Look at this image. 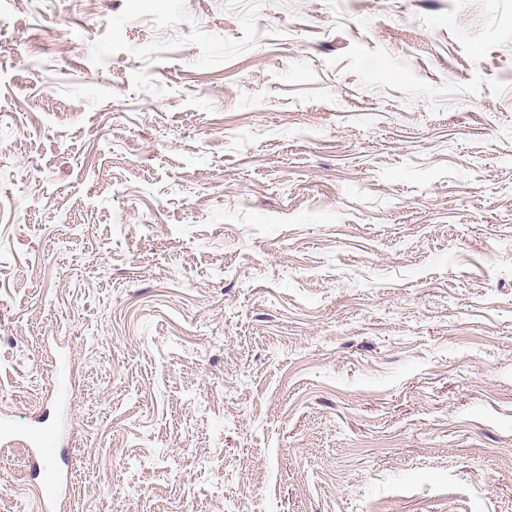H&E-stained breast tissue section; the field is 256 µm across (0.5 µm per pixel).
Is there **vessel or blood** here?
I'll return each instance as SVG.
<instances>
[{"mask_svg": "<svg viewBox=\"0 0 512 512\" xmlns=\"http://www.w3.org/2000/svg\"><path fill=\"white\" fill-rule=\"evenodd\" d=\"M51 438L41 432L18 431L0 424V446L16 445L28 448L31 459V475L38 480L37 512H56L64 486V477L59 465L49 450Z\"/></svg>", "mask_w": 512, "mask_h": 512, "instance_id": "obj_1", "label": "vessel or blood"}]
</instances>
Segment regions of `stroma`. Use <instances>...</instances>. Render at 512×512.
Returning <instances> with one entry per match:
<instances>
[{
    "label": "stroma",
    "instance_id": "obj_1",
    "mask_svg": "<svg viewBox=\"0 0 512 512\" xmlns=\"http://www.w3.org/2000/svg\"><path fill=\"white\" fill-rule=\"evenodd\" d=\"M1 412L62 512H512V0H0ZM51 436L42 432L18 431L0 424V446L10 448L16 445L28 448L31 459V476L39 481L37 511L55 512L61 498L64 477L59 465L51 456Z\"/></svg>",
    "mask_w": 512,
    "mask_h": 512
}]
</instances>
